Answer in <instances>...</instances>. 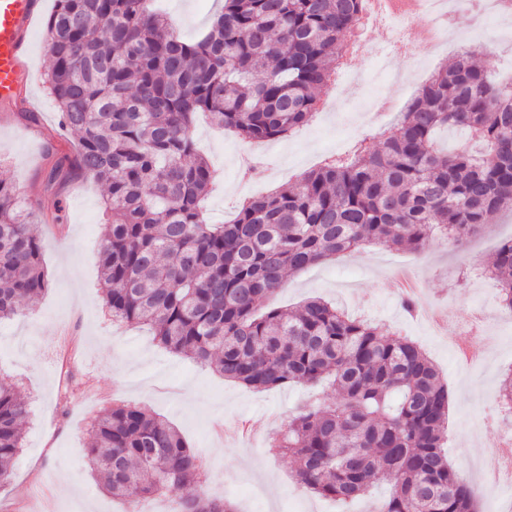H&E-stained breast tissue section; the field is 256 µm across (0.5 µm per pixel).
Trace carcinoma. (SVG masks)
Masks as SVG:
<instances>
[{"instance_id": "1", "label": "carcinoma", "mask_w": 512, "mask_h": 512, "mask_svg": "<svg viewBox=\"0 0 512 512\" xmlns=\"http://www.w3.org/2000/svg\"><path fill=\"white\" fill-rule=\"evenodd\" d=\"M364 0H224L185 41L151 0H56L45 87L77 136L76 166L104 184L98 267L112 318L151 328L160 345L253 388L326 381L336 402L299 410L272 442L315 494L350 502L390 485L381 512H476L448 461V387L421 347L383 336L321 298L295 310L259 301L285 275L366 243L419 251L461 244L512 204V79L460 52L411 101L380 147L358 146L297 182L254 197L230 224L201 202L217 171L192 133L199 113L248 143L285 137L317 111L359 24ZM467 131L444 149L440 129ZM483 273L512 311V239ZM50 286L37 226L0 180V322ZM512 409V369L498 389ZM27 402L0 381V484L22 448ZM89 465L132 504L178 494L179 512H233L209 494L199 455L169 421L115 403L99 417Z\"/></svg>"}]
</instances>
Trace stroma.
<instances>
[{"mask_svg": "<svg viewBox=\"0 0 512 512\" xmlns=\"http://www.w3.org/2000/svg\"><path fill=\"white\" fill-rule=\"evenodd\" d=\"M39 15L27 36L23 59L30 81L21 100L0 103V179L14 184L29 200L31 219L42 243L51 286L23 315L0 323V379L15 385L29 406L23 446L10 482L0 485V512H125L96 481L85 449L92 424L119 399L164 416L176 425L202 459L206 482L236 512H367L390 491L376 486L364 499L344 505L296 483L292 458L270 448L273 435L297 407L333 402V389L283 385L253 389L224 380L207 366L160 347L145 326L113 323L99 288L96 256L105 233L102 186L75 166L74 135L59 125L58 109L43 75L51 55L46 21L55 0H40ZM171 29L187 40L209 28L219 0H161ZM454 35L445 45L409 40L407 29L368 30L366 55L347 58L355 81L335 75L325 97L334 110L290 136L244 147L232 132L198 118L193 133L200 151L218 170L205 206L210 222L231 221L244 200L281 189L325 160L349 155L358 140L379 146L398 112L381 113L366 128L355 107L377 94L398 93L410 101L431 74L460 51L500 73L512 71V16L489 20L475 30L469 10L450 17ZM410 42L412 61L395 60L398 84H374L378 53L391 38ZM36 113L33 121L25 113ZM56 180L48 174L55 163ZM512 238V208L497 211L487 224L453 247L432 239L417 252L365 246L288 277V285L261 308H292L324 298L349 317L363 319L380 334L416 341L438 367L448 386V450L465 477L478 512H512V486L486 478L483 464H495L497 431L472 433L469 422L494 412L501 377L512 367V312L501 307L497 285L488 277L466 280L465 264H489L501 242ZM406 269L424 282L421 309L449 318L474 306L494 317L492 333L476 345L481 363L463 368L455 357L458 340L438 331L419 312L407 313L396 272ZM77 373L78 391L68 403L59 398L62 368Z\"/></svg>", "mask_w": 512, "mask_h": 512, "instance_id": "1", "label": "stroma"}]
</instances>
